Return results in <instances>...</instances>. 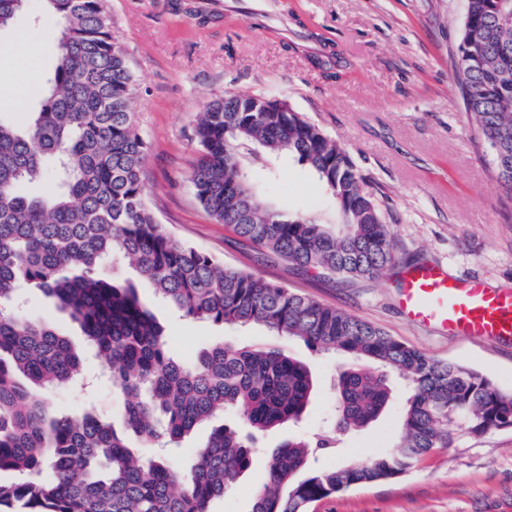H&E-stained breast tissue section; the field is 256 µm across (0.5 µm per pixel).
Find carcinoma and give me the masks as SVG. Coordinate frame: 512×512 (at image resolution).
Wrapping results in <instances>:
<instances>
[{"mask_svg":"<svg viewBox=\"0 0 512 512\" xmlns=\"http://www.w3.org/2000/svg\"><path fill=\"white\" fill-rule=\"evenodd\" d=\"M27 0H0V28ZM58 22L50 77L39 107L21 127L0 121V512H209L251 466L257 435L299 421L314 389L309 367L277 345L215 343L188 364L169 348L164 327L131 282L105 276L128 262L155 295L192 320L303 340L320 354L342 352L334 430L295 437L274 449L250 512H308L354 487L388 482L413 469L465 429L512 428V390L464 365L434 360L361 317L295 293L253 272L175 242L146 202L147 143L135 121L138 87L112 36L103 0H43ZM321 50L307 55L339 78L340 46L308 31ZM455 84L486 142L493 177L512 196V0H466ZM285 98L213 95L194 130L190 180L219 224L306 272L375 279L394 262L393 237L374 185L348 152ZM294 158L336 207L285 215L258 201L252 167ZM53 167L55 190L24 194ZM242 184L239 209L224 187ZM39 289L66 312L87 350L106 363L112 388L128 399L122 429L89 411L61 409L40 392L82 375L83 354L50 324L8 308L16 289ZM408 384L394 448L343 467L308 470L336 451V433H356L391 403L387 372ZM230 409L242 426L212 427L187 472L143 448L180 447L201 424Z\"/></svg>","mask_w":512,"mask_h":512,"instance_id":"1","label":"carcinoma"}]
</instances>
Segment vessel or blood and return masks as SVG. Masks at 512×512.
Listing matches in <instances>:
<instances>
[{
	"mask_svg": "<svg viewBox=\"0 0 512 512\" xmlns=\"http://www.w3.org/2000/svg\"><path fill=\"white\" fill-rule=\"evenodd\" d=\"M401 310L412 322L451 336L512 341V289L455 277L425 264L401 274Z\"/></svg>",
	"mask_w": 512,
	"mask_h": 512,
	"instance_id": "b4317fda",
	"label": "vessel or blood"
}]
</instances>
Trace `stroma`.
<instances>
[{
	"label": "stroma",
	"instance_id": "stroma-1",
	"mask_svg": "<svg viewBox=\"0 0 512 512\" xmlns=\"http://www.w3.org/2000/svg\"><path fill=\"white\" fill-rule=\"evenodd\" d=\"M268 0H237L225 14L224 0H104L112 36L126 51L139 94L136 120L148 143L147 201L173 240L278 282L321 304L379 326L427 356L458 363L512 390V345L450 337L410 323L399 306L400 272L435 264L451 275L477 276L493 287H512V197L495 182L486 146L457 94L454 57L465 0H281V13H267L251 27V12ZM298 17L290 19L287 7ZM337 39L348 65L340 78H325L304 55L288 50L295 22ZM58 34L42 0L0 29V100L10 109L0 119L25 123L45 90L35 60L48 58ZM36 52L27 56L25 45ZM274 92L321 126L348 151L357 168L381 193L396 260L377 279H342L298 269L266 256L230 228L216 223L197 200L188 179L197 154L193 126L210 97L222 92ZM255 180L263 201L286 214L330 213L327 195L307 168L280 161ZM141 298L166 328L171 350L191 361L222 341L269 343L261 327L224 328L181 317L158 301L149 284ZM21 313L42 318L82 345L79 329L41 293L25 294ZM288 354L306 363L315 389L303 420L265 435L264 449L235 487L211 504V512H249L266 476L267 451L288 437L308 434L335 415L334 383L345 355L325 357L302 340L280 338ZM92 385L49 394V401L77 411L88 406L119 421L124 397L108 383L101 361L85 353ZM390 407L343 446L320 459L335 468L395 443L407 385L394 380ZM309 512H512V428L476 436L457 432L414 469L389 482L359 486L309 507Z\"/></svg>",
	"mask_w": 512,
	"mask_h": 512
}]
</instances>
